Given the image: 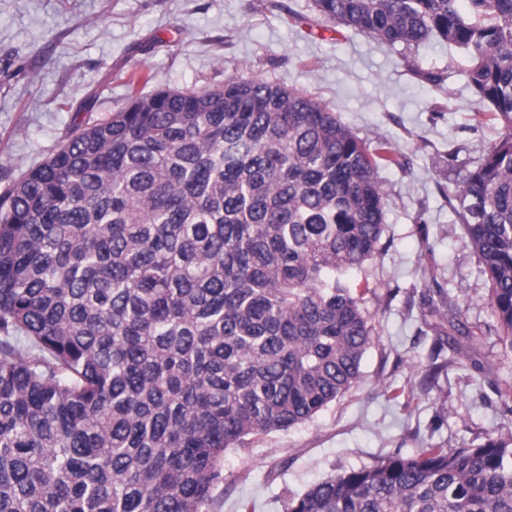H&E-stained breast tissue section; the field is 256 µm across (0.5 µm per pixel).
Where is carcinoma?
<instances>
[{
	"instance_id": "cac0c4a2",
	"label": "carcinoma",
	"mask_w": 512,
	"mask_h": 512,
	"mask_svg": "<svg viewBox=\"0 0 512 512\" xmlns=\"http://www.w3.org/2000/svg\"><path fill=\"white\" fill-rule=\"evenodd\" d=\"M312 3L461 55L472 119L503 133L448 204L512 354V0ZM399 165L312 95L238 76L74 125L0 193V512H204L226 449L349 391L377 340L350 275ZM423 309L465 329L440 290ZM286 512H512V433L344 469Z\"/></svg>"
}]
</instances>
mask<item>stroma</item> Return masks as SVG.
<instances>
[{
	"label": "stroma",
	"mask_w": 512,
	"mask_h": 512,
	"mask_svg": "<svg viewBox=\"0 0 512 512\" xmlns=\"http://www.w3.org/2000/svg\"><path fill=\"white\" fill-rule=\"evenodd\" d=\"M404 54L321 19L312 0H0V190L44 162L73 124L123 108L131 91L217 86L230 75L307 91L360 138L402 156L378 172L384 248L354 278L378 336L361 380L312 421L227 449L206 512H284L341 470L512 431L482 376L510 384L512 363L486 333L488 282L446 199L501 128L474 125L462 61L446 44L414 51L422 69L448 72L440 89L407 70ZM437 288L461 306L479 348L459 363L443 349L449 369L427 388L436 332L421 302Z\"/></svg>",
	"instance_id": "stroma-1"
}]
</instances>
